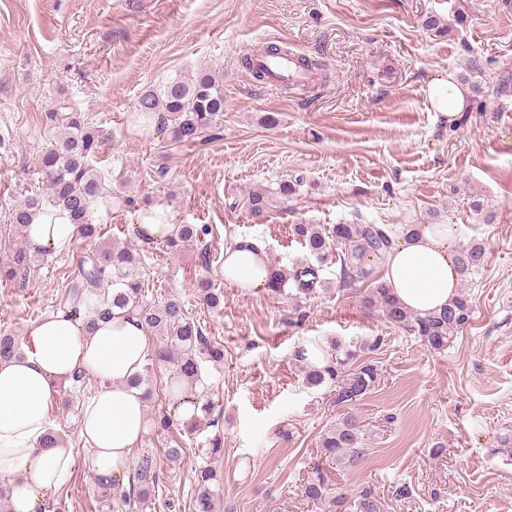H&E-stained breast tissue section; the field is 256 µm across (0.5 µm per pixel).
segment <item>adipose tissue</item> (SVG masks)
<instances>
[{
  "instance_id": "adipose-tissue-1",
  "label": "adipose tissue",
  "mask_w": 512,
  "mask_h": 512,
  "mask_svg": "<svg viewBox=\"0 0 512 512\" xmlns=\"http://www.w3.org/2000/svg\"><path fill=\"white\" fill-rule=\"evenodd\" d=\"M67 218L37 216L26 235L37 249L56 253L74 238ZM456 237L449 225L421 224L397 237L383 280L407 310L441 311L457 295ZM272 268L263 245L231 238L224 247V280L235 288H265ZM154 349L139 318L112 309L85 329L81 319L58 310L31 326L18 357L0 361V481L11 486L12 512H39L73 468L65 445L45 448L43 435L59 388L76 370L97 377L100 388L83 404L80 435L97 476H130L131 452L149 420L144 392L129 386Z\"/></svg>"
}]
</instances>
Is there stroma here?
<instances>
[{
    "label": "stroma",
    "mask_w": 512,
    "mask_h": 512,
    "mask_svg": "<svg viewBox=\"0 0 512 512\" xmlns=\"http://www.w3.org/2000/svg\"><path fill=\"white\" fill-rule=\"evenodd\" d=\"M430 15L439 29L425 27ZM269 42L320 61L313 81H256L241 59ZM200 71L224 79L219 135L164 147L136 121V99ZM450 75L467 92L452 120L427 96ZM63 99L105 133L96 166L126 199L95 208L104 241L138 249L144 302L179 297L224 352L202 373L217 424L190 437L152 424L138 446L184 449L165 463L151 512H191L193 471L210 462L224 474L220 512H324L301 492L316 467L345 491L370 485L382 512H512V0H0V263L24 242L9 214L39 187L37 155L55 133L46 115ZM269 113L277 125L264 124ZM286 181L296 188L287 202L249 213L250 189L274 193ZM148 200L209 234L176 257L140 244L131 226ZM366 223L452 224L458 245L485 244L467 288L472 320L448 350L429 351L366 314L363 288L341 287L332 256L321 287L303 297L224 281L226 236L258 240L270 264L288 266L307 257L292 225ZM87 248L73 240L39 255L24 283L0 282V329L22 337L72 306L70 274ZM204 275L221 308L198 295ZM376 336L384 343L370 394L342 407L335 389L306 387L296 355L311 339L348 346ZM99 386L87 376L51 411L74 453L51 496L65 512H120L103 506L79 435L82 405ZM347 413L363 425L366 457L354 470L317 446ZM216 435L224 452L213 461L205 450Z\"/></svg>",
    "instance_id": "35a3bbf8"
}]
</instances>
